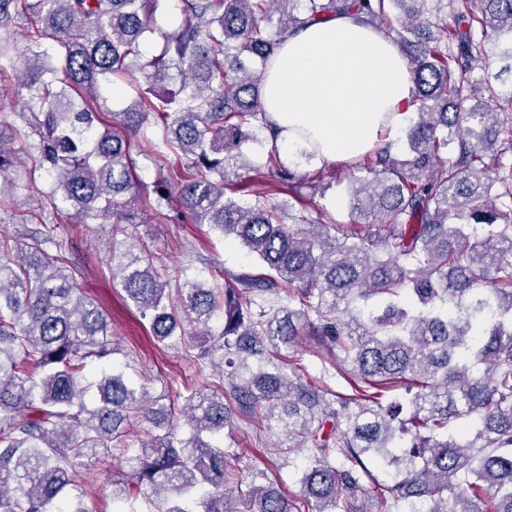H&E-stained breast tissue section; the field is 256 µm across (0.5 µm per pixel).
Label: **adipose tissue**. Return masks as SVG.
<instances>
[{
    "mask_svg": "<svg viewBox=\"0 0 512 512\" xmlns=\"http://www.w3.org/2000/svg\"><path fill=\"white\" fill-rule=\"evenodd\" d=\"M400 48L354 16L306 25L282 38L261 79L273 142L313 152L315 163L354 161L411 114Z\"/></svg>",
    "mask_w": 512,
    "mask_h": 512,
    "instance_id": "obj_1",
    "label": "adipose tissue"
}]
</instances>
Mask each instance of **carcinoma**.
<instances>
[{
  "instance_id": "obj_1",
  "label": "carcinoma",
  "mask_w": 512,
  "mask_h": 512,
  "mask_svg": "<svg viewBox=\"0 0 512 512\" xmlns=\"http://www.w3.org/2000/svg\"><path fill=\"white\" fill-rule=\"evenodd\" d=\"M159 2L0 0L1 19L15 6L32 24L17 95L33 104L35 168L51 179L50 203L73 206L81 224L112 218L114 237L146 223L142 199L161 218L175 193L192 223L239 241L265 271L206 288L126 246L112 281L154 339L177 348L184 323L205 338L219 320L233 370L210 361V380L185 387L177 408L114 369L90 406L84 370L115 353L107 316L70 281L56 225L1 236L0 512H86L65 503L84 494V459L123 442L134 420L150 428L124 480L148 512H306L311 499L316 512H363L371 464L388 477L377 512L390 501L398 512H512V0H180V24L148 57ZM342 14L400 47L413 86L398 140L338 181L351 211L386 235L336 229L314 202L324 189L299 172L311 155L286 161L265 134L261 74L280 38ZM137 73L145 86L113 124L104 90ZM150 127L158 168L173 172L151 186L133 158ZM248 142L267 148L272 181L248 176ZM15 165L0 131L3 184ZM302 331L326 345L350 397L326 399L283 358ZM226 399L288 452L311 444L301 497L229 495Z\"/></svg>"
}]
</instances>
